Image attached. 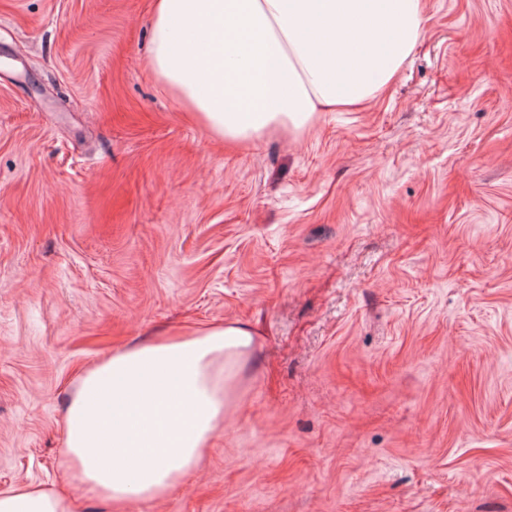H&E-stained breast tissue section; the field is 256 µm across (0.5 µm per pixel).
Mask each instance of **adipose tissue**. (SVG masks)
<instances>
[{
	"label": "adipose tissue",
	"instance_id": "obj_1",
	"mask_svg": "<svg viewBox=\"0 0 512 512\" xmlns=\"http://www.w3.org/2000/svg\"><path fill=\"white\" fill-rule=\"evenodd\" d=\"M424 35L423 0H152L150 69L213 135L236 145L295 133L315 113L375 98ZM243 324H212L113 353L80 378L65 454L85 492L164 498L224 426ZM0 512H73L25 486Z\"/></svg>",
	"mask_w": 512,
	"mask_h": 512
}]
</instances>
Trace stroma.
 Returning <instances> with one entry per match:
<instances>
[{
    "label": "stroma",
    "instance_id": "35a3bbf8",
    "mask_svg": "<svg viewBox=\"0 0 512 512\" xmlns=\"http://www.w3.org/2000/svg\"><path fill=\"white\" fill-rule=\"evenodd\" d=\"M151 0H0V492L75 512H512V0H424L394 83L228 147L148 66ZM250 326L167 497L67 479L80 374ZM0 512H73L65 496L35 486L0 494Z\"/></svg>",
    "mask_w": 512,
    "mask_h": 512
}]
</instances>
